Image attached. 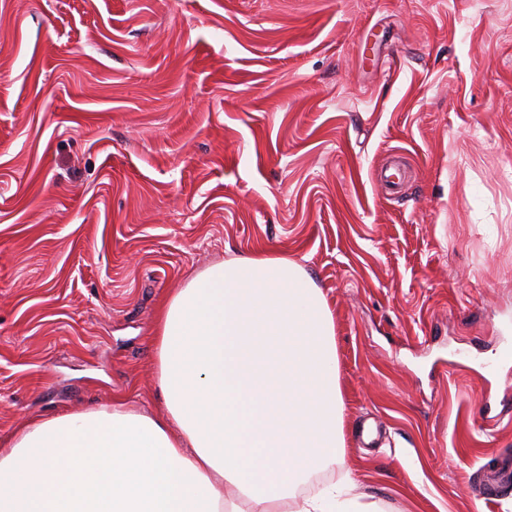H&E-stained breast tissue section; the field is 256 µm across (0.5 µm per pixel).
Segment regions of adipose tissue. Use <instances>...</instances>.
Here are the masks:
<instances>
[{
    "instance_id": "obj_1",
    "label": "adipose tissue",
    "mask_w": 512,
    "mask_h": 512,
    "mask_svg": "<svg viewBox=\"0 0 512 512\" xmlns=\"http://www.w3.org/2000/svg\"><path fill=\"white\" fill-rule=\"evenodd\" d=\"M165 413L124 398L20 429L0 448V512H375L345 480L328 301L260 249L190 275L154 336Z\"/></svg>"
}]
</instances>
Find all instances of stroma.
Returning <instances> with one entry per match:
<instances>
[{"instance_id": "1", "label": "stroma", "mask_w": 512, "mask_h": 512, "mask_svg": "<svg viewBox=\"0 0 512 512\" xmlns=\"http://www.w3.org/2000/svg\"><path fill=\"white\" fill-rule=\"evenodd\" d=\"M266 247L334 315L379 512H512V0H0V446L162 414L164 297Z\"/></svg>"}]
</instances>
